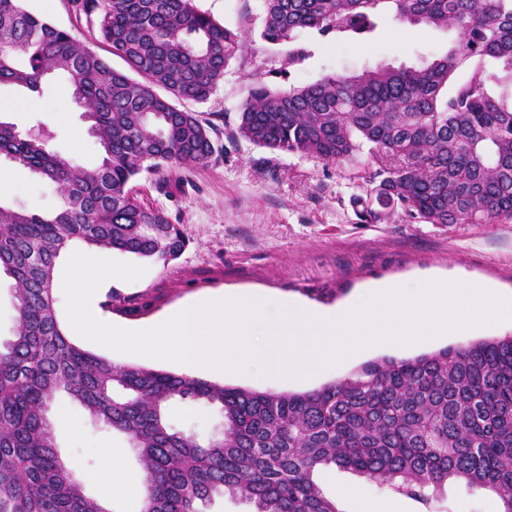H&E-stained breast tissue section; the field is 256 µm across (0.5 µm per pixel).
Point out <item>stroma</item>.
<instances>
[{"label": "stroma", "instance_id": "35a3bbf8", "mask_svg": "<svg viewBox=\"0 0 512 512\" xmlns=\"http://www.w3.org/2000/svg\"><path fill=\"white\" fill-rule=\"evenodd\" d=\"M30 12L69 32L114 69L127 65L113 55L74 0H23ZM197 9L242 35L241 48L224 79L202 103H184L208 128L214 151L204 164L165 165L142 173L133 184L139 200L163 210L180 225L187 246L168 263L144 260L146 274L137 281H116L97 305L114 323L136 326L172 313L186 299L223 291L265 292L312 306L333 307L364 296L390 279L472 278L512 295V221L501 224H426L402 212L379 224L364 223L365 164L326 163L299 153L259 147L237 132L238 113L249 89L264 81L283 90L316 82L324 75H350L377 65L420 67L446 53L453 30L410 25L384 13L375 30L361 40L346 35L297 32L292 43L271 45L260 36L262 0H195ZM305 57L289 63L290 49ZM69 95L59 78L31 95L0 87V101L20 102L0 119L19 129L45 126L50 150L88 167H97L100 152L85 133L78 106L68 113L57 107ZM0 178L9 192L0 203L16 210L46 214L56 210L57 186L7 160ZM461 336L443 335L419 344L376 347L351 358L336 370L309 379L272 380L227 374L221 384L275 392H303L336 382L363 364L384 357L412 358L464 344ZM53 432L60 455L75 468L87 495L111 494L113 470L139 471L136 455L116 435L94 431L85 411L67 397L55 403ZM323 492L339 512H419L418 503L378 488L355 472L335 466L319 476ZM117 512H136L132 494H111ZM439 512H497L495 494L445 484Z\"/></svg>", "mask_w": 512, "mask_h": 512}]
</instances>
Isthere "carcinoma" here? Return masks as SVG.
Wrapping results in <instances>:
<instances>
[{
	"instance_id": "cac0c4a2",
	"label": "carcinoma",
	"mask_w": 512,
	"mask_h": 512,
	"mask_svg": "<svg viewBox=\"0 0 512 512\" xmlns=\"http://www.w3.org/2000/svg\"><path fill=\"white\" fill-rule=\"evenodd\" d=\"M382 4L410 24L453 29L441 57L420 68L377 66L314 83L250 89L238 132L273 151L370 167L364 222L395 208L427 224L512 221V0H263L261 37L296 32L363 39ZM112 53L110 67L22 0H0V86L38 93L67 76L102 153L88 169L50 151L42 126L0 121V158L55 183L44 216L0 204V275L12 279L11 338L0 342V512H116L88 496L58 453L51 411L64 393L93 428L118 434L142 466L138 512H206L226 494L252 512H339L315 480L350 469L432 512L450 481L496 493L512 512V336L385 357L306 392L228 387L111 359L75 344L57 317L54 271L74 242L167 263L186 247L179 225L129 188L166 163L195 166L214 147L198 117L241 48L239 34L194 0H76ZM499 63L496 72L484 61ZM214 411L206 439L177 427L170 404Z\"/></svg>"
}]
</instances>
